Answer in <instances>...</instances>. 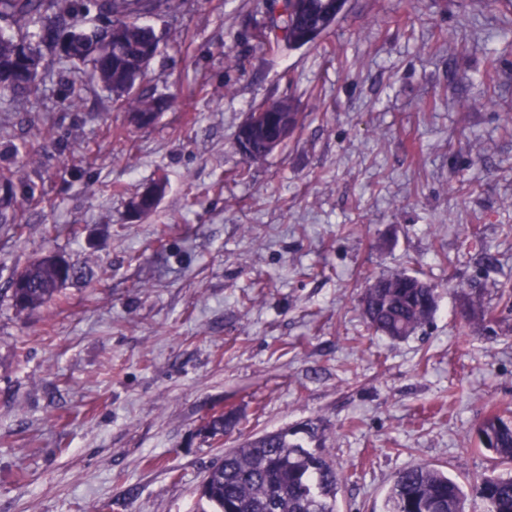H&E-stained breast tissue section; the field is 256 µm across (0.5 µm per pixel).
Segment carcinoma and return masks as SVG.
Returning a JSON list of instances; mask_svg holds the SVG:
<instances>
[{
	"label": "carcinoma",
	"instance_id": "1",
	"mask_svg": "<svg viewBox=\"0 0 512 512\" xmlns=\"http://www.w3.org/2000/svg\"><path fill=\"white\" fill-rule=\"evenodd\" d=\"M98 12L108 19L106 28L86 27L84 10L76 0H0V18L11 21L15 34L0 36V92L18 102L27 100L38 86L21 83L11 72L16 45L26 44L41 54V46L55 44L60 30L76 32L79 47L69 61L87 64L91 76L112 95V104L127 112H151L158 119L169 100L154 91L134 90L127 79L134 72L145 76L150 60L145 49L158 43L155 30L140 19L179 8L176 0H98ZM52 10L54 21L42 28L39 43L32 44L29 29L41 18L42 8ZM344 4L337 0H288V14L280 13L255 30L253 38L269 48L318 46L334 28ZM271 111L258 124L240 126L236 142L247 144L252 164L270 155L267 137L275 130L281 110L288 109L292 126L298 113L289 99L265 103ZM79 271L63 268L48 253L30 262L9 282L13 306L20 313L41 309L55 301L67 282ZM467 314L485 319L481 291L469 289ZM367 331L399 340L428 324L436 310L435 288L417 274H372L362 297ZM240 423L229 410L211 418L201 428L207 438L232 434ZM326 426L308 420L297 428H283L245 440L213 462L199 490L210 512H337L342 478L326 451ZM479 447L494 454L493 466L512 464V419L491 410L477 429ZM383 512H512V476L483 473L470 488L429 465L416 464L399 470L390 482Z\"/></svg>",
	"mask_w": 512,
	"mask_h": 512
}]
</instances>
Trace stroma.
I'll return each mask as SVG.
<instances>
[{
  "instance_id": "1",
  "label": "stroma",
  "mask_w": 512,
  "mask_h": 512,
  "mask_svg": "<svg viewBox=\"0 0 512 512\" xmlns=\"http://www.w3.org/2000/svg\"><path fill=\"white\" fill-rule=\"evenodd\" d=\"M276 14L146 17L142 86L173 98L150 127L55 50L35 96L0 94V512H200L225 449L315 418L339 512H381L413 464L489 468L477 426L512 417V0H348L323 48L269 52L251 34ZM280 98L299 127L245 165L239 126ZM49 251L81 277L17 312L11 278ZM372 271L435 285L431 323L368 335ZM471 284L495 322L463 317ZM230 409L232 436L200 435ZM164 192L163 183L154 184L145 192L132 198L129 203L130 209L136 214H146L154 209Z\"/></svg>"
}]
</instances>
